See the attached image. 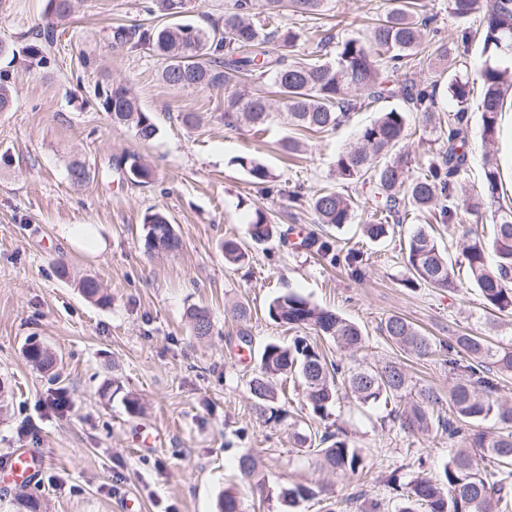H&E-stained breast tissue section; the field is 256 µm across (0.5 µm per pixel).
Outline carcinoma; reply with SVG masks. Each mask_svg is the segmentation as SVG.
<instances>
[{
	"label": "carcinoma",
	"instance_id": "obj_1",
	"mask_svg": "<svg viewBox=\"0 0 512 512\" xmlns=\"http://www.w3.org/2000/svg\"><path fill=\"white\" fill-rule=\"evenodd\" d=\"M186 0H151L146 13L158 21L146 27L111 28L114 43L131 51L146 50L162 61V81L173 88L204 90L222 88L225 93L224 125L241 124L260 128L279 109L288 113L291 125L302 131L324 133L346 122L355 108L351 90L365 94L366 104L386 98L391 73L406 72L408 65L424 50V36L434 21L425 14L421 0H391L390 9L372 19L363 37L333 42L324 30L314 50L305 58L296 57L303 38L299 28L288 25V15L311 17L320 14L324 0H261L264 23L253 21L256 0H233L224 16L202 27L182 20ZM481 8V0H448V12L464 21ZM47 15L65 18L72 11V0H48ZM483 61L478 69L483 94L481 137L494 150L501 137L504 98L512 91V0H488L481 36ZM470 33L463 30L458 39L439 41L433 50L441 75L446 81L417 82L408 79L402 89L403 106L379 113L362 127L356 145L337 154L333 163L336 187L315 192L308 200L317 223L342 228L351 223L359 204L368 208L370 220L363 225V236L371 241L388 238L401 223L407 207L430 213L439 224L457 225L462 215L491 213L489 231L466 229L462 249L464 269L456 268L434 237L418 224L409 234L403 256L406 288L427 286L442 291L464 287L461 275L477 288L488 313L512 314V207L502 203V172L497 160L484 164V178L478 193L467 185L471 157L469 78L457 67V57L469 51ZM336 44L332 59L322 57L330 44ZM54 44L53 24L37 33L32 41L18 48L0 43V54L12 55L26 69L47 64ZM16 81L10 71L0 70V112L12 109ZM445 86L455 102L454 113L444 124L436 118L437 92ZM96 108L112 123L135 131L142 141L153 140L159 127L143 111L137 98L122 82L111 78L94 90ZM421 114L422 126L439 130V147L423 163L418 176L409 174L406 162L391 157L407 129V113ZM255 184H267L274 176L257 159L236 158ZM132 179L144 182L152 171L136 156L124 160ZM145 252L152 255L163 246L166 253H177L181 241L166 214L149 211L143 216ZM249 236L256 243L276 237L286 246L288 231L272 222L262 208L254 210ZM299 245L314 251L329 264L343 265L354 279L365 275L364 253L355 248L342 250L330 238L315 232ZM247 253L235 240L224 241V260L237 264ZM90 301L104 303L108 295L98 281L85 277L79 282ZM269 316L290 328H304L327 337L341 349L353 353L365 346L362 329L339 314L322 309L293 291L275 297L268 306ZM193 333L209 335L212 320L207 309L188 312ZM381 333L403 351L417 357L439 356L448 368L464 373L453 385L448 400L432 388L412 387L398 361L363 367L326 361L318 347L303 336L287 346L267 344L258 369L249 380L252 407L275 424L288 416L279 404L277 380L292 379L302 385L306 404L312 413L326 419L341 397H353L363 405L401 403L407 393L416 399L395 410V419L407 433L438 432L460 444L446 461L437 479L415 477L407 482L398 512H507L512 505V406L493 397L497 377L512 374V346L503 347L486 336L459 330L446 341H434L399 315L387 317ZM27 362L40 371L53 367L55 358L44 345L30 340L24 350ZM490 421L494 430L480 425ZM295 441L321 468L336 474H355L364 468V456L343 433L325 430L294 433ZM483 454L486 465L473 463L471 449ZM241 479L253 483L266 499L277 498L283 512L296 509L327 492L323 485L292 483L281 485L276 493L259 476L254 457H236ZM219 512H244L243 501L230 489L218 503Z\"/></svg>",
	"mask_w": 512,
	"mask_h": 512
}]
</instances>
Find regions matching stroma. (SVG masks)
I'll list each match as a JSON object with an SVG mask.
<instances>
[{
	"instance_id": "1",
	"label": "stroma",
	"mask_w": 512,
	"mask_h": 512,
	"mask_svg": "<svg viewBox=\"0 0 512 512\" xmlns=\"http://www.w3.org/2000/svg\"><path fill=\"white\" fill-rule=\"evenodd\" d=\"M147 0H76L71 16L58 21L59 40L46 67L24 69L0 58V70L16 77L15 105L0 112V382L10 411L0 418V458L39 450L47 463L35 485L22 488L0 474V512H18L22 492L38 496L40 512H217L225 489L235 488L246 512H279L277 500L260 504L234 466L236 456H255L271 488L288 482L319 483L333 492L336 512H357L372 498L381 512H397L394 482L436 476L452 443L435 434L404 433L388 408L342 401L328 419L316 418L302 392L286 408L301 426L342 429L362 449V472L337 475L315 466L294 444L287 423L265 421L251 407L248 382L259 351L269 342L289 343L293 332L268 316L269 302L291 290L314 305L357 323L367 339L357 362H404L416 385L448 393L455 381L438 357L408 354L380 333L391 315L405 317L437 340L460 326L503 343L512 342V319L486 312L476 288L442 292L403 287V248L421 218L409 213L393 235L364 240L365 210L342 229L324 227L342 242H362L368 260L364 279L330 266L305 250L278 240L257 244L248 229L255 208L282 226L311 228L308 204H295L288 190L305 193L334 185L336 154L355 144L359 129L379 112L401 106L403 76L389 98L356 108L336 130L299 135L285 114L273 113L264 135L225 126L224 91L175 89L159 78L161 62L143 51L112 46L115 24L149 23ZM47 0H0V40L13 42L47 21ZM389 0H327L320 20L342 40L361 34V20L384 12ZM91 66H83L82 55ZM127 83L159 127L142 142L127 127H113L94 104L102 76ZM201 121L185 127L179 115ZM302 137L291 156L281 143ZM135 155L154 172L139 183L115 160ZM250 156L275 176L260 191L236 163ZM84 162L89 181L73 185L68 167ZM165 211L183 247L150 255L143 248V216ZM246 248L244 264L224 260L225 239ZM70 279L56 274L58 264ZM93 276L110 295L108 305L87 300L78 287ZM247 303L239 321L232 307ZM210 312V336H194L189 309ZM51 348L59 380L33 369L23 349L28 338ZM120 387L106 398L103 386ZM141 405L129 413L122 397ZM68 411L53 408L57 396ZM158 436L144 448L135 430Z\"/></svg>"
}]
</instances>
